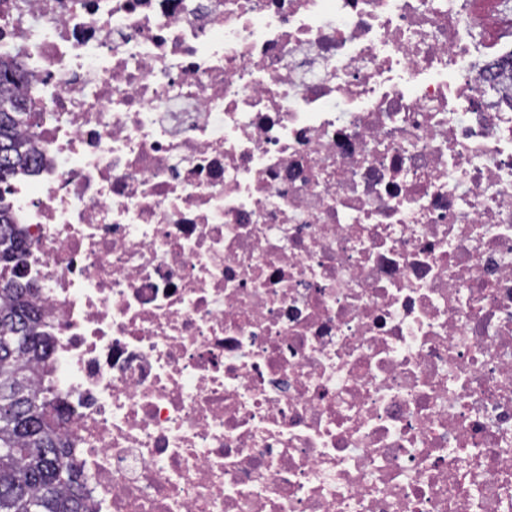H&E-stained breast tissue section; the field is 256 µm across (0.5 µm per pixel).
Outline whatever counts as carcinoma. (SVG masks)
Listing matches in <instances>:
<instances>
[{
  "mask_svg": "<svg viewBox=\"0 0 512 512\" xmlns=\"http://www.w3.org/2000/svg\"><path fill=\"white\" fill-rule=\"evenodd\" d=\"M21 63L0 61V183L25 171L33 152L20 133ZM24 236L0 193V271ZM27 284L0 274V512H88L80 466L64 446L57 396L42 387L50 352Z\"/></svg>",
  "mask_w": 512,
  "mask_h": 512,
  "instance_id": "1",
  "label": "carcinoma"
}]
</instances>
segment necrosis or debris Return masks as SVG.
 Listing matches in <instances>:
<instances>
[{
	"label": "necrosis or debris",
	"mask_w": 512,
	"mask_h": 512,
	"mask_svg": "<svg viewBox=\"0 0 512 512\" xmlns=\"http://www.w3.org/2000/svg\"><path fill=\"white\" fill-rule=\"evenodd\" d=\"M1 57L94 512H512V0H0Z\"/></svg>",
	"instance_id": "obj_1"
}]
</instances>
